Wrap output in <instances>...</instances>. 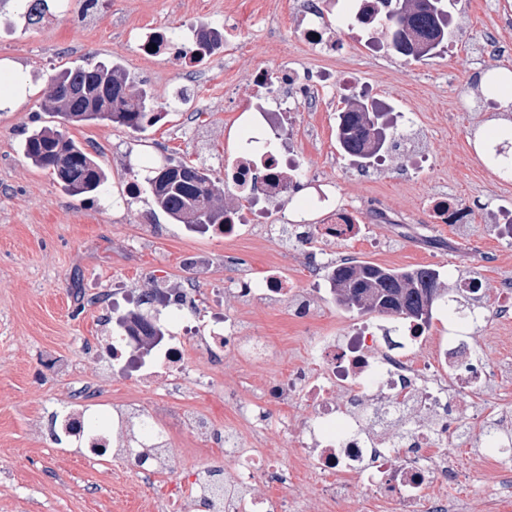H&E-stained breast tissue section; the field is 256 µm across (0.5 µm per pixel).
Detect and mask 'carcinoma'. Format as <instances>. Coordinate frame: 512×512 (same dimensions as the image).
Listing matches in <instances>:
<instances>
[{"label":"carcinoma","mask_w":512,"mask_h":512,"mask_svg":"<svg viewBox=\"0 0 512 512\" xmlns=\"http://www.w3.org/2000/svg\"><path fill=\"white\" fill-rule=\"evenodd\" d=\"M27 24L42 22L50 12L48 0H20ZM381 0L383 27L397 38L396 52L414 59L434 53L448 41V11L443 0ZM48 111L70 124H113L141 132L159 122L161 111L147 91L134 84L116 65L87 62L68 67L51 77ZM381 111L374 102L355 100L338 114L336 140L341 152L362 169L383 159L391 146L379 137ZM498 135L487 138L485 157L497 172L512 175V158ZM26 159L50 170L56 182L73 196L105 190L106 175L86 149L62 131L36 129L22 146ZM157 206L175 223L205 227L224 223V206L218 203L214 181L207 170L186 162L168 161L146 177ZM327 279L336 303L348 310L377 312L430 324L434 307L445 298L438 270L420 266L393 269L350 259L326 265Z\"/></svg>","instance_id":"obj_1"}]
</instances>
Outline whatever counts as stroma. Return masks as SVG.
<instances>
[{"label":"stroma","mask_w":512,"mask_h":512,"mask_svg":"<svg viewBox=\"0 0 512 512\" xmlns=\"http://www.w3.org/2000/svg\"><path fill=\"white\" fill-rule=\"evenodd\" d=\"M265 2L261 11L256 0H101V22H83L72 10L30 28L15 0H0V81L19 66L32 88L24 105L0 112V512H158L171 483L201 465L222 464L220 450L200 452L199 441L179 433L172 439L169 468L146 482L131 463L118 467L108 456L90 463L79 448L55 444L58 400L91 393V411L106 417L117 399L148 407L159 402L111 376L109 355L97 345L109 332L100 303L114 294L173 288L192 279L200 292L193 322H207L219 306L237 316L248 335L267 339L263 363L228 357L212 386L190 389L179 400L233 427L237 420L224 401L223 383L256 393L258 383L275 381L305 362L311 337L398 323L393 316L336 304L327 289L317 288L308 252L321 261L429 266L439 270L452 296L475 271L482 306L512 285V237L499 235L494 222L498 206L512 205V177L499 175L471 144L478 127L492 131L500 120H512V104L456 109L460 96L480 94L478 75L485 68L512 70V0H453L447 47L417 60L391 51L385 34L356 25L339 28L348 0H336L335 10L323 16V25L337 32L336 50L327 56L304 38L295 0ZM213 15L239 25L245 42L207 58L195 75L186 76L172 55L141 56L137 26L182 28ZM87 60L119 65L166 116L134 132L73 125L48 113L51 75ZM282 62L303 82L316 71L354 75V88L324 89L320 111L289 113L282 133L312 178L302 196L314 195V183L326 184L340 205L355 212L358 234H319L302 247L269 242L256 224L230 244L187 231L156 206L147 176L166 159L184 160L209 170L224 207L239 206L224 184V162L238 144L241 125L235 100L255 68ZM361 89L385 112L392 131L402 132L403 118H412L422 167L396 151L364 172L340 154L337 113ZM41 126L65 131L96 158L107 177L105 192L70 195L23 156L22 141ZM443 191L471 208L468 223H429V199ZM270 268L314 292V319H293L284 305L254 307L236 294L238 283L259 280ZM457 341L498 367L487 398L512 414V320L479 322L461 330ZM480 452L475 435L455 451L468 475L457 490L462 512H500L499 472Z\"/></svg>","instance_id":"obj_1"}]
</instances>
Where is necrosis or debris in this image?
Segmentation results:
<instances>
[{"label": "necrosis or debris", "instance_id": "4bbe7bcc", "mask_svg": "<svg viewBox=\"0 0 512 512\" xmlns=\"http://www.w3.org/2000/svg\"><path fill=\"white\" fill-rule=\"evenodd\" d=\"M327 7L328 0L296 3L305 39L323 55L336 46L334 34L319 25ZM294 87L295 72L287 65L255 72L243 95L239 149L225 167L224 177L238 193L269 203L290 198L303 211L314 201L294 198L302 171L268 148L267 135L278 116L263 105L270 98L295 95L300 104L316 107L310 92L298 94ZM247 298L263 306L287 303L295 318L310 320L316 315L313 296L293 287L277 271L250 287ZM154 327L155 336L148 338L135 325L132 312L117 319L115 333L108 339L112 369L140 387L160 388L170 396L180 392L197 356H205L215 368L231 354L247 362L266 356L265 339L246 335L231 315L225 316L223 327L213 326L205 333L175 316L155 322ZM425 339L424 328L416 324L403 327L397 337L384 326L337 338L316 336L306 362L265 386L260 399L243 396L237 387H225V402L252 436L246 439L236 429H225L222 445L224 459L232 465L230 474L218 481L206 469H198L173 486V496L207 503L208 512H290L288 491L297 482L298 472L276 465L259 440L272 423L269 405L284 409L301 405L309 416L297 443L307 450L305 463L318 480L327 512L348 500L355 480L380 494L392 512H455L454 490L465 477L455 463L454 450L465 418L453 394L463 387H489L494 370L485 364H465L462 350L451 340L422 353ZM449 371L454 374L450 380L445 377ZM112 411L114 419L105 425L83 403H68L57 414L58 440L83 448L92 460L110 451L113 462L121 463L135 431L160 449L159 455L140 467V474L151 479L164 472L170 462L171 438L156 413L134 402L113 404ZM420 414L428 416L427 424L417 423ZM391 425L400 427V439L386 434ZM432 482L446 486L447 491L424 498L422 492Z\"/></svg>", "mask_w": 512, "mask_h": 512}]
</instances>
